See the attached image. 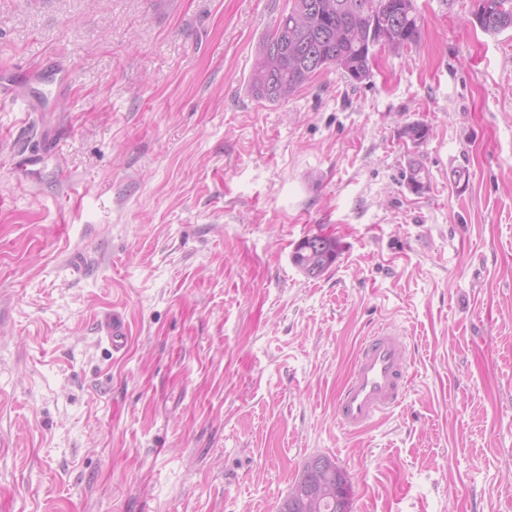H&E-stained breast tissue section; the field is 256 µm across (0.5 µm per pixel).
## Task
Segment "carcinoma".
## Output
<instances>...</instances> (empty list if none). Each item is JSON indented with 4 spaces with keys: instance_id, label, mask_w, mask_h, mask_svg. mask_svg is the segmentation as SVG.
<instances>
[{
    "instance_id": "cac0c4a2",
    "label": "carcinoma",
    "mask_w": 512,
    "mask_h": 512,
    "mask_svg": "<svg viewBox=\"0 0 512 512\" xmlns=\"http://www.w3.org/2000/svg\"><path fill=\"white\" fill-rule=\"evenodd\" d=\"M288 13L303 15L300 26L278 20L260 42L248 78L249 96L269 103H284L313 75L331 66L353 81L370 78L375 49L400 52L417 44L421 34L414 0H290ZM475 14L488 34L512 30V0H477ZM430 128L424 123L405 125L399 138L424 143ZM305 237L291 259L299 270L313 260ZM279 512H350L352 489L336 479V462L326 456L309 460Z\"/></svg>"
}]
</instances>
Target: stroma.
Here are the masks:
<instances>
[{"label": "stroma", "instance_id": "obj_1", "mask_svg": "<svg viewBox=\"0 0 512 512\" xmlns=\"http://www.w3.org/2000/svg\"><path fill=\"white\" fill-rule=\"evenodd\" d=\"M414 3L417 46L272 104L288 0H0V66L70 72L53 111L0 98V512H278L317 456L351 512H512V31ZM384 325L406 398L352 434ZM311 237L308 236L301 240L295 246L291 256L292 263L302 272L313 260L310 251L314 252V249H317L318 253H320L327 248L329 243V241H325V238L319 236L316 241L312 242L309 246ZM308 246L310 251L308 250ZM401 336L382 326L361 342L350 376L336 396L337 418L346 431H362L378 414L401 403L407 372Z\"/></svg>", "mask_w": 512, "mask_h": 512}]
</instances>
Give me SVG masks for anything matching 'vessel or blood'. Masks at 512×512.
<instances>
[{"mask_svg":"<svg viewBox=\"0 0 512 512\" xmlns=\"http://www.w3.org/2000/svg\"><path fill=\"white\" fill-rule=\"evenodd\" d=\"M68 78L59 68L22 74L5 68L0 70V95H13L21 84L61 87ZM405 352L400 333L388 326L361 342L350 376L336 396V414L346 431H362L378 414L400 404L407 372Z\"/></svg>","mask_w":512,"mask_h":512,"instance_id":"obj_1","label":"vessel or blood"}]
</instances>
